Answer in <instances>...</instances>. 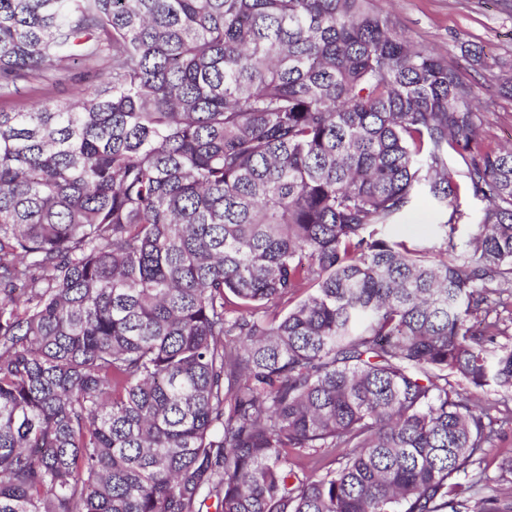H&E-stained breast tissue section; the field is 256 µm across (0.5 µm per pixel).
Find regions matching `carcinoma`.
Instances as JSON below:
<instances>
[{
	"label": "carcinoma",
	"instance_id": "1",
	"mask_svg": "<svg viewBox=\"0 0 512 512\" xmlns=\"http://www.w3.org/2000/svg\"><path fill=\"white\" fill-rule=\"evenodd\" d=\"M97 60L0 111V512H512L473 87L371 0H0V88ZM107 70L108 64L99 61L61 71L50 79L19 81L17 89L12 88L9 93L0 94V110L29 112L37 101L71 99L76 87L71 79L73 76L96 75L95 80L99 82ZM408 224H392L388 233L394 238L410 239L425 246L439 245L436 237V224L438 220L432 208L425 203L423 211L417 216H411ZM503 454H512V429L511 432L508 430V438L504 446L502 448H495L485 459L483 466L486 469V474L491 479L487 484V488L485 490L486 494H492V490L497 487L495 479H497L499 475L498 467Z\"/></svg>",
	"mask_w": 512,
	"mask_h": 512
}]
</instances>
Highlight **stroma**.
Segmentation results:
<instances>
[{"label": "stroma", "mask_w": 512, "mask_h": 512, "mask_svg": "<svg viewBox=\"0 0 512 512\" xmlns=\"http://www.w3.org/2000/svg\"><path fill=\"white\" fill-rule=\"evenodd\" d=\"M389 11L398 32L444 57L472 84L484 114V139L512 144V98L500 94L495 73L512 68V0H374ZM99 61L57 73L48 79L18 82L0 94V110L27 112L38 101L72 98L79 75L103 77Z\"/></svg>", "instance_id": "35a3bbf8"}]
</instances>
